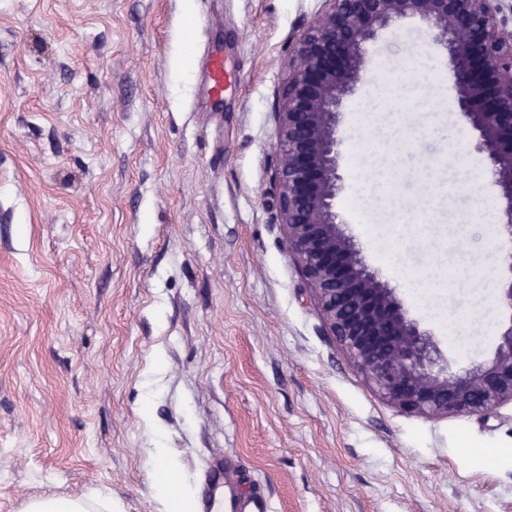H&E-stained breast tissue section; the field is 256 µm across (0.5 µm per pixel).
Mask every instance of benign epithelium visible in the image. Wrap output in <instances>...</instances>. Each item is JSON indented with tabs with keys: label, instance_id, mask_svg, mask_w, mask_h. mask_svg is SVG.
<instances>
[{
	"label": "benign epithelium",
	"instance_id": "7a95c632",
	"mask_svg": "<svg viewBox=\"0 0 512 512\" xmlns=\"http://www.w3.org/2000/svg\"><path fill=\"white\" fill-rule=\"evenodd\" d=\"M296 38L276 112L280 221L288 253L329 335L390 403L423 415L486 414L512 402V261L501 291L509 326L491 358L441 376L426 341L393 291L365 266L335 211L342 180L338 116L354 96L368 46L403 19L427 23L432 49L448 56V100L475 132L474 150L494 168L487 193L512 239V27L497 22L506 0H325Z\"/></svg>",
	"mask_w": 512,
	"mask_h": 512
}]
</instances>
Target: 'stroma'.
Listing matches in <instances>:
<instances>
[{
  "label": "stroma",
  "instance_id": "stroma-1",
  "mask_svg": "<svg viewBox=\"0 0 512 512\" xmlns=\"http://www.w3.org/2000/svg\"><path fill=\"white\" fill-rule=\"evenodd\" d=\"M323 7L0 0V512L93 489L163 512L156 448L193 512L219 471L270 512H512V403L391 405L288 254L275 112ZM429 36L405 19L372 44L340 119L336 211L432 368L459 373L511 318L506 250ZM211 54L224 97L194 110ZM428 193L427 217L410 203Z\"/></svg>",
  "mask_w": 512,
  "mask_h": 512
}]
</instances>
